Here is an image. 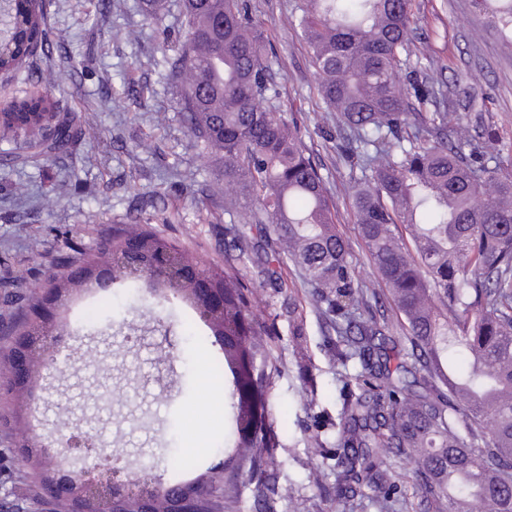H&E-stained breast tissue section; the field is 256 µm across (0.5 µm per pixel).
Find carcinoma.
Returning a JSON list of instances; mask_svg holds the SVG:
<instances>
[{
    "mask_svg": "<svg viewBox=\"0 0 512 512\" xmlns=\"http://www.w3.org/2000/svg\"><path fill=\"white\" fill-rule=\"evenodd\" d=\"M476 16L512 41V0H470ZM15 19L0 49V76L11 77L41 51L67 54L44 12L8 0ZM184 35L161 67L181 90L179 111L206 154L224 164V227L238 261L260 268L274 288L286 284L273 263L288 259L332 315L336 363L353 367L359 392L345 399L336 424V496L368 497L378 512H407L398 497L393 457L413 460V481L427 512H512V171L499 139L467 88L452 91L427 74L414 44L415 0H302L290 23L307 44L316 91L336 112L339 148L354 183L350 207L379 280L358 277L336 224L323 177L297 123L278 106L279 89L263 62L266 47L244 0H182ZM467 124L448 127L449 111ZM94 130L44 97L0 112V141L20 151L0 156L25 166L59 156ZM112 228L102 250L112 263L58 258L57 290L91 281L150 280L205 313L198 285L179 280L193 260L140 216ZM255 232L246 239L239 225ZM224 292V310L205 320L223 341L236 439L224 472L202 474L167 490L172 500L196 488L195 512H224L238 484L269 481L263 450L273 447L263 365V331L251 317L248 285L229 265L203 269ZM385 295L402 335L388 336L371 301ZM4 304L25 309L20 334L37 354L45 299L20 294ZM22 462L43 470L40 502L56 485L37 451Z\"/></svg>",
    "mask_w": 512,
    "mask_h": 512,
    "instance_id": "cac0c4a2",
    "label": "carcinoma"
}]
</instances>
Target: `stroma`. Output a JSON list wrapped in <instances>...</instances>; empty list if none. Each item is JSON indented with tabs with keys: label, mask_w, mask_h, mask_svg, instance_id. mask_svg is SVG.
Here are the masks:
<instances>
[{
	"label": "stroma",
	"mask_w": 512,
	"mask_h": 512,
	"mask_svg": "<svg viewBox=\"0 0 512 512\" xmlns=\"http://www.w3.org/2000/svg\"><path fill=\"white\" fill-rule=\"evenodd\" d=\"M142 0H112L101 13L99 0H55L48 21L69 38L77 82L44 88L59 111L75 112L96 134L81 139L67 155L39 164L0 165V288L44 296L53 258L67 247L107 261L99 243L122 221L129 200L161 195L172 216L159 232L205 264H224L235 251L224 246V200L206 197V180L222 170L184 126L177 110L178 87L163 79L160 38L141 12ZM299 0H249L254 21L274 47L268 57L280 91V106L295 118L302 139L320 167L336 222L350 244L356 272L372 277L350 209L351 183L337 147L336 114L315 90L310 51L288 23ZM424 18L419 53L437 60L436 78L451 83L468 72L483 97L489 120L506 145L501 163L512 168V43L474 17L470 0H416ZM113 29L128 31L113 41ZM143 92L144 105L133 102ZM96 211L99 221L84 216ZM287 280L280 290L253 279L250 311L263 327L269 351L265 371L271 394V430L276 446V480L264 494L240 486L227 512H377L368 500L340 503L335 486L334 423L344 395L334 357L329 320L309 301L296 271L281 262ZM112 309L99 294L72 290L56 309L60 332L80 368L44 374L36 387L0 392V415L16 420L0 427V512H30L36 490L31 467L16 452L30 429L54 443L56 476L74 474L63 447L61 427L95 436L103 448L137 470L153 449L179 441L181 448L206 447L231 429L218 392L224 382L201 373L188 357L189 334H208L206 323L176 298L112 285ZM304 308L302 328L288 321V304Z\"/></svg>",
	"instance_id": "1"
}]
</instances>
